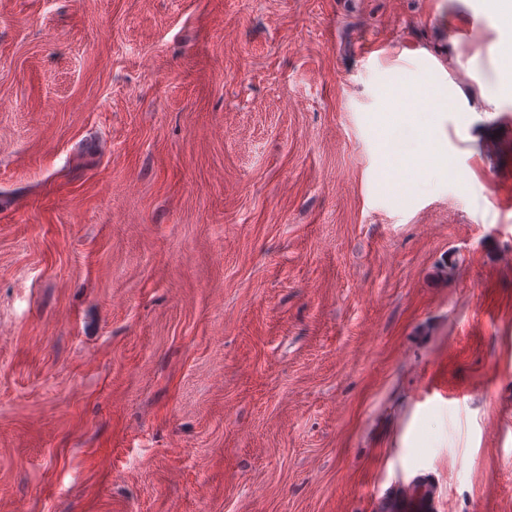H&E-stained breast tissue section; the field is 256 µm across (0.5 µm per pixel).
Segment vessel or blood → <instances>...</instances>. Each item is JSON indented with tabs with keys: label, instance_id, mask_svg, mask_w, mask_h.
Segmentation results:
<instances>
[{
	"label": "vessel or blood",
	"instance_id": "obj_1",
	"mask_svg": "<svg viewBox=\"0 0 512 512\" xmlns=\"http://www.w3.org/2000/svg\"><path fill=\"white\" fill-rule=\"evenodd\" d=\"M378 512H440L439 482L418 468L388 487L377 500Z\"/></svg>",
	"mask_w": 512,
	"mask_h": 512
}]
</instances>
